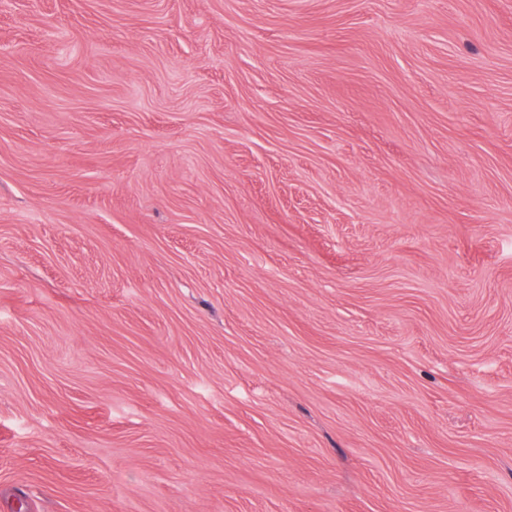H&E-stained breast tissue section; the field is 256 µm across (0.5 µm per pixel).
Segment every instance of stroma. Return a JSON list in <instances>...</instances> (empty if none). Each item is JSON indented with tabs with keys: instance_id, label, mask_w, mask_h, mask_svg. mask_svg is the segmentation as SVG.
Listing matches in <instances>:
<instances>
[{
	"instance_id": "35a3bbf8",
	"label": "stroma",
	"mask_w": 512,
	"mask_h": 512,
	"mask_svg": "<svg viewBox=\"0 0 512 512\" xmlns=\"http://www.w3.org/2000/svg\"><path fill=\"white\" fill-rule=\"evenodd\" d=\"M0 512H512V0H0Z\"/></svg>"
}]
</instances>
